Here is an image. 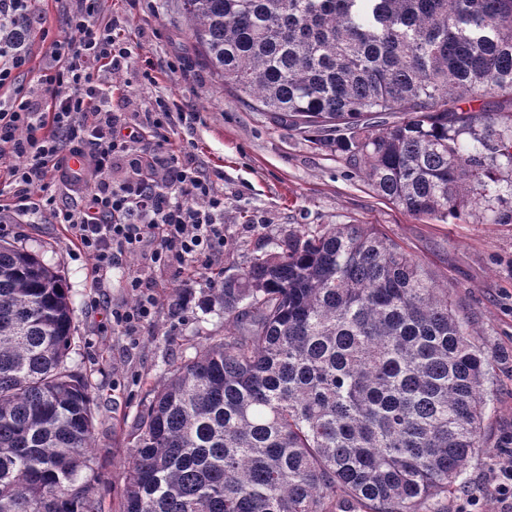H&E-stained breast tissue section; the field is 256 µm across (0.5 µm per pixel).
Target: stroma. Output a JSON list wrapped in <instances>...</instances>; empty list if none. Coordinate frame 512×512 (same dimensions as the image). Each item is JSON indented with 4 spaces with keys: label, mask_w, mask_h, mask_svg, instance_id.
I'll use <instances>...</instances> for the list:
<instances>
[{
    "label": "stroma",
    "mask_w": 512,
    "mask_h": 512,
    "mask_svg": "<svg viewBox=\"0 0 512 512\" xmlns=\"http://www.w3.org/2000/svg\"><path fill=\"white\" fill-rule=\"evenodd\" d=\"M100 12L120 21L123 38L137 43L139 58L163 66L157 84L132 87L130 99L139 108L158 97L174 100L182 111L174 121V143L194 145L203 170L224 193L225 275L237 274L250 257L298 225L371 224L447 289L499 374L483 429L485 446L463 475L464 493L482 490L501 458L499 434L512 428V224H441L414 218L378 197L344 161L316 150L225 89L190 50L176 0H100ZM127 100L115 97L114 105L125 108ZM0 239L36 253L73 296L71 363L98 402L95 446L83 476L101 496L103 512H118L134 416L173 366L223 336L224 316L216 308L201 309L204 275L155 269V321L139 335H122L113 329L110 312L113 305L133 303L125 279L136 261L98 288L90 260L64 225L0 224Z\"/></svg>",
    "instance_id": "stroma-1"
}]
</instances>
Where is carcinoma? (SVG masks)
I'll use <instances>...</instances> for the list:
<instances>
[{"label":"carcinoma","mask_w":512,"mask_h":512,"mask_svg":"<svg viewBox=\"0 0 512 512\" xmlns=\"http://www.w3.org/2000/svg\"><path fill=\"white\" fill-rule=\"evenodd\" d=\"M242 102L417 218L512 224V0H180ZM224 337L132 423L120 512H447L497 373L370 224L290 229L223 287ZM73 301L0 240V512H101Z\"/></svg>","instance_id":"cac0c4a2"}]
</instances>
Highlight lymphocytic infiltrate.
<instances>
[{"instance_id":"f902f5d3","label":"lymphocytic infiltrate","mask_w":512,"mask_h":512,"mask_svg":"<svg viewBox=\"0 0 512 512\" xmlns=\"http://www.w3.org/2000/svg\"><path fill=\"white\" fill-rule=\"evenodd\" d=\"M29 0H0V164L6 165L17 224L66 225L92 263L96 284L136 257L143 272L129 275L132 305L111 310L112 325L133 336L153 324L157 300L146 269H213L224 254V195L203 173L195 149L173 148L172 110L158 99L126 121L112 106L99 75L138 72L153 84L156 67H134V47L103 20L99 0H69L71 37L52 40L37 80L23 81L29 57L10 31L37 29ZM155 133L152 152L139 149L142 127ZM81 159L71 169L68 157ZM512 512V453L497 462L483 493L460 499L456 512H479L482 496Z\"/></svg>"}]
</instances>
